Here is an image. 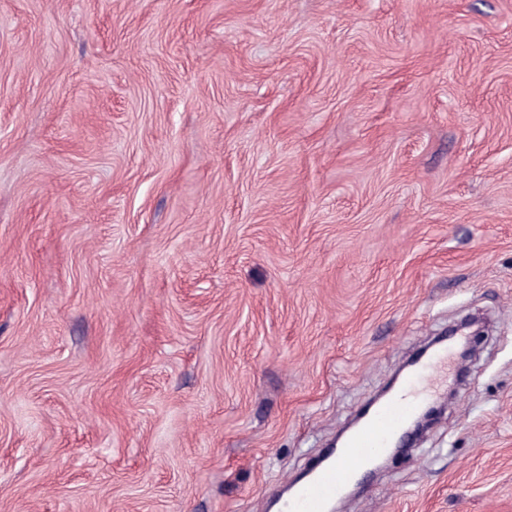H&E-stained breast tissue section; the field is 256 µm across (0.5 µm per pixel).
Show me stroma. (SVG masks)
Here are the masks:
<instances>
[{
  "mask_svg": "<svg viewBox=\"0 0 512 512\" xmlns=\"http://www.w3.org/2000/svg\"><path fill=\"white\" fill-rule=\"evenodd\" d=\"M465 317L338 512H512V0H0V512H274Z\"/></svg>",
  "mask_w": 512,
  "mask_h": 512,
  "instance_id": "obj_1",
  "label": "stroma"
}]
</instances>
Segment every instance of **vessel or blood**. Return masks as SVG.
<instances>
[{
	"label": "vessel or blood",
	"instance_id": "vessel-or-blood-1",
	"mask_svg": "<svg viewBox=\"0 0 512 512\" xmlns=\"http://www.w3.org/2000/svg\"><path fill=\"white\" fill-rule=\"evenodd\" d=\"M447 347L433 349L411 371L398 390L379 405L372 417L351 436L335 462L316 469L313 476L285 498L280 512H330L349 480L367 471L371 461L402 432L422 401L434 392L438 379L448 371Z\"/></svg>",
	"mask_w": 512,
	"mask_h": 512
}]
</instances>
